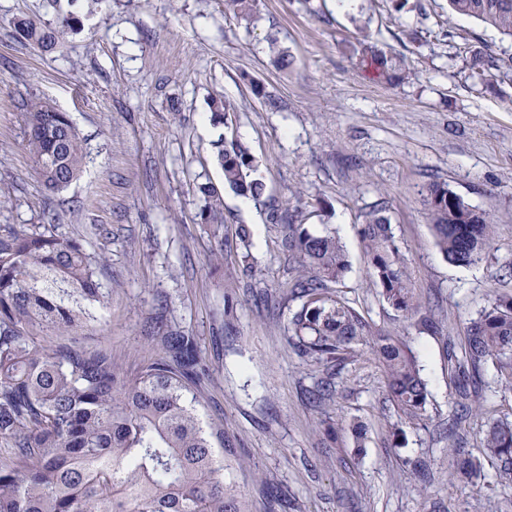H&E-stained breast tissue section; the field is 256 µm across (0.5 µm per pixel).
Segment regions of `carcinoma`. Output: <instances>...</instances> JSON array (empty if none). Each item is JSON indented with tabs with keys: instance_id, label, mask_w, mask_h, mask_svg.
<instances>
[{
	"instance_id": "obj_1",
	"label": "carcinoma",
	"mask_w": 512,
	"mask_h": 512,
	"mask_svg": "<svg viewBox=\"0 0 512 512\" xmlns=\"http://www.w3.org/2000/svg\"><path fill=\"white\" fill-rule=\"evenodd\" d=\"M451 12L476 18L512 37V0H448ZM67 20L55 28L32 21L20 36L43 51L55 49ZM471 67H502L488 51H476ZM28 150L35 173L50 189L67 187L81 172L80 139L66 113L33 104L26 115ZM217 161L229 189L260 199L264 184L258 163L237 141L218 146ZM207 205L205 226L222 257L219 197L201 185ZM424 201L436 245L456 264L475 265L491 247L489 216L473 209L445 183L433 182ZM385 209L373 207L361 234L374 284L405 319L419 313L404 255ZM273 223L288 222L289 246L304 271L289 287L302 299L288 320L289 342L297 354L339 374L369 335L361 313L329 292L350 263L332 233L315 235L292 216L271 212ZM243 272L252 271L250 234L241 226ZM105 291L96 261L81 240L20 227L0 234V512H247L241 494L224 482L218 448L225 446L224 422L203 427L196 398H188L203 375L194 337L174 324H161L159 353L129 380L120 378L112 348H76L74 333L92 328ZM43 336L60 342L38 345ZM383 362L388 394L408 421L427 418L428 387L416 358L388 334L373 335ZM492 360L512 372V297L490 303L467 330L457 395L478 392L474 375ZM484 448L498 459L503 478L512 479V422L494 420Z\"/></svg>"
}]
</instances>
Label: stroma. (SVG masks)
<instances>
[{"label": "stroma", "instance_id": "stroma-1", "mask_svg": "<svg viewBox=\"0 0 512 512\" xmlns=\"http://www.w3.org/2000/svg\"><path fill=\"white\" fill-rule=\"evenodd\" d=\"M70 18L58 47L42 52L16 23ZM276 37L290 65L276 66ZM384 55L395 83L359 68L366 47ZM512 58V38L448 11V0H259L252 18L226 0H0V233L26 227L83 239L108 290L96 331L77 346L108 345L123 377L157 351L158 321L195 336L205 369L196 405L202 424L223 422L227 484L249 512H512V482L481 444L488 421L512 420V384L481 368L476 409L456 427L457 373L448 350L498 296H512V70L488 76L469 53ZM263 95H255L252 84ZM224 101L217 117L212 104ZM37 102L66 113L84 152L71 184L38 181L25 114ZM235 140L259 162L265 185L253 212L224 186L216 143ZM447 183L489 214L488 261L459 266L437 248L421 191ZM221 197L224 257L209 260L197 187ZM386 209L405 256L420 329L371 279L361 226ZM289 210L314 234L336 233L350 268L337 292L371 331L414 354L428 383V421L405 422L369 345L347 362L322 406L307 394L323 378L288 343L298 302L285 296L301 269ZM248 226L253 271L243 274L236 230ZM367 427L355 453L349 429ZM481 463L458 480L459 458Z\"/></svg>", "mask_w": 512, "mask_h": 512}]
</instances>
